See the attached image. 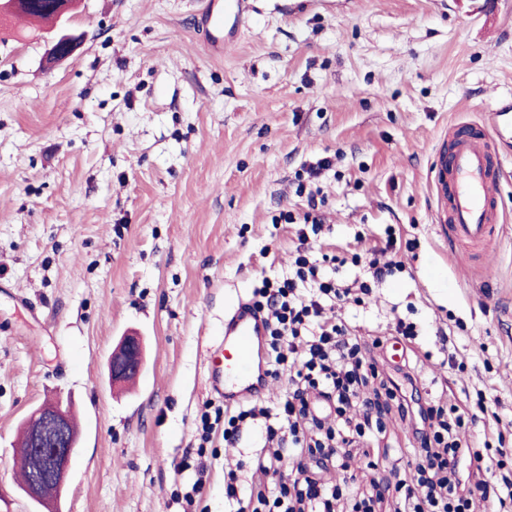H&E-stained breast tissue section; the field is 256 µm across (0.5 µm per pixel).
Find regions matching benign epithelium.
<instances>
[{
    "instance_id": "1",
    "label": "benign epithelium",
    "mask_w": 512,
    "mask_h": 512,
    "mask_svg": "<svg viewBox=\"0 0 512 512\" xmlns=\"http://www.w3.org/2000/svg\"><path fill=\"white\" fill-rule=\"evenodd\" d=\"M78 43L79 38L70 34L49 39V59L55 61L70 56ZM143 366L142 342L136 336H127L119 349L111 354L108 371L112 382L121 383L138 375ZM27 427L34 468L30 481L19 490L38 506V512H62L60 500L70 463L80 448L79 433L71 429L69 409L60 401L36 408L27 418ZM48 485L56 490L51 499L42 497V490Z\"/></svg>"
}]
</instances>
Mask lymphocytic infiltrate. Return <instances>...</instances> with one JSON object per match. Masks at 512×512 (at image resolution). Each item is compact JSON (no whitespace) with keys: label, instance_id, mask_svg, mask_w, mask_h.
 <instances>
[{"label":"lymphocytic infiltrate","instance_id":"obj_1","mask_svg":"<svg viewBox=\"0 0 512 512\" xmlns=\"http://www.w3.org/2000/svg\"><path fill=\"white\" fill-rule=\"evenodd\" d=\"M323 225L309 212L297 230L293 270L283 278L263 279L252 304L268 325L266 374H287L288 393L277 409L255 399L224 411V441L238 440L243 429L265 421L272 446L257 462L274 482L243 489L235 472L224 475L225 499L244 504L246 512H474L476 501L494 500L499 512H512V479H486L485 457L463 437L475 415L459 406L431 404L419 409L423 423L408 453L403 478L386 481L359 466L360 448L377 441L384 430L383 408H397L396 387L378 370L377 337L326 317V308L348 303L371 292L401 269L398 261L380 262L382 249H395L387 235L384 247L367 248L369 280L342 284L336 277L337 254L314 258ZM288 442L291 456L280 444ZM332 460L338 477L328 481L314 463Z\"/></svg>","mask_w":512,"mask_h":512}]
</instances>
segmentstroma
I'll return each mask as SVG.
<instances>
[{
  "label": "stroma",
  "mask_w": 512,
  "mask_h": 512,
  "mask_svg": "<svg viewBox=\"0 0 512 512\" xmlns=\"http://www.w3.org/2000/svg\"><path fill=\"white\" fill-rule=\"evenodd\" d=\"M198 7L77 0L80 44L53 65L43 27L0 19V512H35L19 425L59 399L81 431L62 512H224L225 468L251 481L265 434L201 443V414L223 404L206 349L225 307L287 274L283 211L316 210L325 253L395 229L401 273L346 317L386 342L396 319L413 324L415 381L382 365L409 405L485 392L469 433L512 448V166L489 250L445 238L430 191L448 128L482 133V111L512 94V0H256L220 58ZM323 156L333 167L298 194ZM128 334L146 365L115 385L107 362ZM385 426L368 450L382 476L421 421Z\"/></svg>",
  "instance_id": "obj_1"
}]
</instances>
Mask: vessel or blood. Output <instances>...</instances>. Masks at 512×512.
Masks as SVG:
<instances>
[{
  "label": "vessel or blood",
  "instance_id": "1",
  "mask_svg": "<svg viewBox=\"0 0 512 512\" xmlns=\"http://www.w3.org/2000/svg\"><path fill=\"white\" fill-rule=\"evenodd\" d=\"M252 0H200L193 21L207 39L210 56L224 54L226 43L248 27ZM484 135L462 134L452 125L451 150H438L432 188L437 199L436 221L446 226L453 242L479 247L497 240L503 217L498 206L501 155L496 143L512 140V102L488 107ZM267 334L265 317L251 302L240 299L224 314V339L207 353L206 384L226 404L261 397L267 377L260 361Z\"/></svg>",
  "mask_w": 512,
  "mask_h": 512
}]
</instances>
